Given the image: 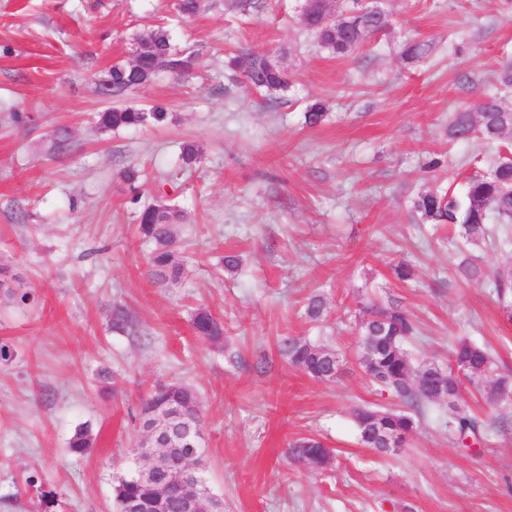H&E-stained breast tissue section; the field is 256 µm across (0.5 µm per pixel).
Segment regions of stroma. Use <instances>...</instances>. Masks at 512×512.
Returning a JSON list of instances; mask_svg holds the SVG:
<instances>
[{
    "label": "stroma",
    "instance_id": "obj_1",
    "mask_svg": "<svg viewBox=\"0 0 512 512\" xmlns=\"http://www.w3.org/2000/svg\"><path fill=\"white\" fill-rule=\"evenodd\" d=\"M174 0H0V263L34 304L0 291V512H116L112 487L134 474L141 399L154 386L192 388L204 413L201 476L224 512H512V400L487 410L489 435L465 450L427 416L406 446L359 445L354 411L387 405L357 363L356 300H396L419 326L415 363L447 365L468 338L512 375V321L492 288L458 272L462 251L485 270L512 264V224L494 245L421 223L411 201L462 191L497 150L452 142L448 115L494 92L512 59V0H384L386 28L350 56L321 48L302 0H257L248 13L206 0L173 40L190 75L159 76L124 104L162 105L172 123L98 133L94 113L113 62L169 17ZM410 39L431 44L417 65ZM252 51L287 70L270 100L231 79L228 56ZM323 102L328 119L303 114ZM70 146L52 151L58 129ZM201 156L182 171L181 146ZM137 168L139 204L121 174ZM186 214L175 233L187 264L179 284L148 275L138 205L157 197ZM240 257L225 272V254ZM405 260L415 281L399 284ZM327 300L304 320L308 297ZM132 320L113 330V305ZM209 310L224 337H197ZM340 350L333 382L311 380L279 353L283 337ZM89 426L83 456L68 443ZM321 439L333 463L289 460L291 440Z\"/></svg>",
    "mask_w": 512,
    "mask_h": 512
}]
</instances>
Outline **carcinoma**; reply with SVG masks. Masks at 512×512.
Segmentation results:
<instances>
[{
	"instance_id": "carcinoma-1",
	"label": "carcinoma",
	"mask_w": 512,
	"mask_h": 512,
	"mask_svg": "<svg viewBox=\"0 0 512 512\" xmlns=\"http://www.w3.org/2000/svg\"><path fill=\"white\" fill-rule=\"evenodd\" d=\"M318 8L327 14H336V20L312 28L322 48L337 58L350 55L368 39L385 28V11L380 0H328ZM139 52L128 61H117L109 70L108 79L102 83V94L122 97L127 92L151 82L158 73L182 75L191 66L192 55L173 45L169 31L157 27L138 39ZM429 52V45L415 40L407 41L401 48L400 57L408 65H414ZM229 67L241 73L252 91L276 95L291 87L288 73L268 65L259 54H240L230 58ZM497 91L489 94L469 108L450 114L446 133L450 141L473 138L488 142L509 141L512 127L504 122L509 108L503 99L512 93V62L501 65ZM327 117L324 104L317 101L304 113L309 126L320 124ZM172 120V114L156 105L150 109L123 105L110 107L94 116L95 128L100 132H112L146 125L162 126ZM413 210L432 224H446L465 243L475 245L492 235L496 224H512V162L499 155L491 170L485 174L469 176L460 194L431 191L412 200ZM184 219L183 212L166 199H157L144 207L139 215L140 234L154 243L148 259L149 274L160 283L178 281L184 271L180 259L173 226ZM460 273L467 279L492 282L497 297L509 301L512 298V268L495 271L488 275L465 256L458 264ZM327 302L323 295L310 296L304 305L306 319L313 323L324 320ZM360 325L369 328V335L379 337L377 346L369 355H360L358 363L367 381L382 393L397 401V408L364 406L355 412L357 442L380 454L390 452L380 440L382 434L408 437L418 427L426 409L440 405V398L433 394L430 383L417 376L407 349L416 334V326L408 313L394 303L366 300L359 303ZM197 335L217 342L224 336V322L210 312L200 309L192 320ZM280 353L288 362L309 378L329 382L336 378V350L312 343L304 338L286 336L281 340ZM441 380L448 384V395L460 399L465 384H470L488 407H494L512 398V377L496 372L491 352L471 340L459 341L451 354L448 366L443 368ZM179 402L182 423L196 428L201 426L202 411L195 393L182 384L161 385L143 400L140 412L161 410L171 400ZM448 435L453 442L468 447V442H481L489 431V425L479 415L461 406L448 408ZM92 446L89 429L81 427L69 441V450L83 455ZM288 458L293 461H312L316 468L324 469L332 461V455L322 441L314 437H299L289 443ZM155 487L131 477L122 479L113 487L117 508L132 498H148Z\"/></svg>"
}]
</instances>
